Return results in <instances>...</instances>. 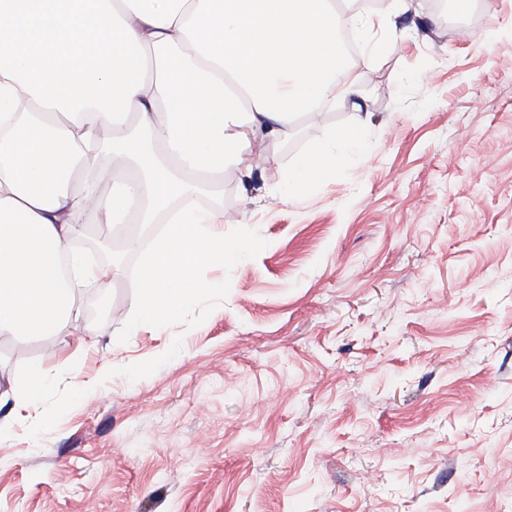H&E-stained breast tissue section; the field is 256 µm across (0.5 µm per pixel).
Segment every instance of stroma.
I'll return each mask as SVG.
<instances>
[{
  "label": "stroma",
  "mask_w": 512,
  "mask_h": 512,
  "mask_svg": "<svg viewBox=\"0 0 512 512\" xmlns=\"http://www.w3.org/2000/svg\"><path fill=\"white\" fill-rule=\"evenodd\" d=\"M464 18L463 37L412 0L376 62L348 56L357 96L300 118L248 182L225 171L215 232L264 245L198 269L221 297L129 333L145 253L82 228L114 282L80 303L108 313L0 337V393L31 362L54 374L37 411L0 409V512H512V0ZM362 115L369 152L271 198Z\"/></svg>",
  "instance_id": "stroma-1"
}]
</instances>
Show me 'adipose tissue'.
I'll use <instances>...</instances> for the list:
<instances>
[{
	"instance_id": "1",
	"label": "adipose tissue",
	"mask_w": 512,
	"mask_h": 512,
	"mask_svg": "<svg viewBox=\"0 0 512 512\" xmlns=\"http://www.w3.org/2000/svg\"><path fill=\"white\" fill-rule=\"evenodd\" d=\"M351 12L340 0H0V336H59L76 291L111 288L113 270L69 244L77 222L151 224L180 207L147 256L126 312L130 331L162 326L221 293L197 270L246 263L260 235L216 236L224 212L197 205L224 192V171L251 178L276 160L296 117L353 95L339 34L368 56L409 0ZM111 151L109 200L77 190L87 146ZM371 148L370 123L334 130L289 165L283 201L336 179V149ZM53 376L31 363L11 391L37 407Z\"/></svg>"
}]
</instances>
